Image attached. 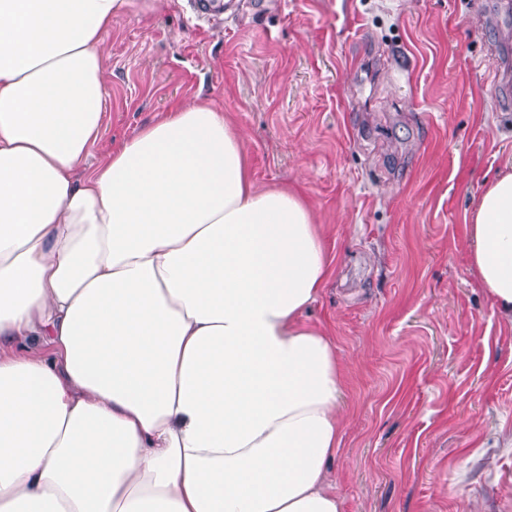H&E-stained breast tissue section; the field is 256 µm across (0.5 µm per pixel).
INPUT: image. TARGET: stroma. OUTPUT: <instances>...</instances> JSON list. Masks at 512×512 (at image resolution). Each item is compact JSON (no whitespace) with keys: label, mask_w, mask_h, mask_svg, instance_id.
<instances>
[{"label":"stroma","mask_w":512,"mask_h":512,"mask_svg":"<svg viewBox=\"0 0 512 512\" xmlns=\"http://www.w3.org/2000/svg\"><path fill=\"white\" fill-rule=\"evenodd\" d=\"M106 47L107 147L202 97L258 186L311 204L343 512H512V325L464 221L512 164V0H163L114 18Z\"/></svg>","instance_id":"obj_1"}]
</instances>
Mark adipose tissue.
<instances>
[{
	"mask_svg": "<svg viewBox=\"0 0 512 512\" xmlns=\"http://www.w3.org/2000/svg\"><path fill=\"white\" fill-rule=\"evenodd\" d=\"M155 3L0 0V512H342L309 202L203 99L88 163L112 20ZM465 222L512 322L511 169Z\"/></svg>",
	"mask_w": 512,
	"mask_h": 512,
	"instance_id": "adipose-tissue-1",
	"label": "adipose tissue"
}]
</instances>
